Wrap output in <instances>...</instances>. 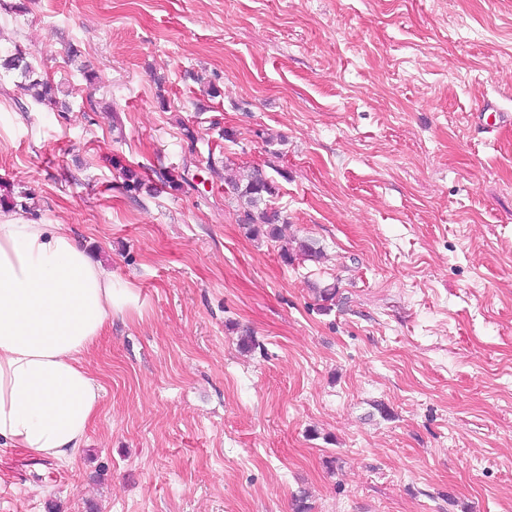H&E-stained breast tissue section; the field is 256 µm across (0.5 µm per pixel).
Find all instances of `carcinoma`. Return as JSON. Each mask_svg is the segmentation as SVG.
<instances>
[{
    "mask_svg": "<svg viewBox=\"0 0 512 512\" xmlns=\"http://www.w3.org/2000/svg\"><path fill=\"white\" fill-rule=\"evenodd\" d=\"M30 52L19 45L14 49L0 54V68L14 72L21 78V84L31 91V97L38 104L61 105L66 112L69 106L57 101L56 93L60 89L49 80L37 75L32 63L28 60ZM124 185L128 192L137 194L145 187L143 177L136 171L125 168L122 171ZM228 193L234 197L239 206V223L245 234L257 237L264 233L272 240L278 238V224L281 223L280 213L265 206L266 197L275 193L274 182L268 173L259 167L249 168L241 179H224Z\"/></svg>",
    "mask_w": 512,
    "mask_h": 512,
    "instance_id": "obj_1",
    "label": "carcinoma"
}]
</instances>
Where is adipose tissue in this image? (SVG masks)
<instances>
[{"label":"adipose tissue","instance_id":"adipose-tissue-1","mask_svg":"<svg viewBox=\"0 0 512 512\" xmlns=\"http://www.w3.org/2000/svg\"><path fill=\"white\" fill-rule=\"evenodd\" d=\"M64 224L0 208V447L73 461L102 388L83 364L129 302Z\"/></svg>","mask_w":512,"mask_h":512}]
</instances>
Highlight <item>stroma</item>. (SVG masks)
Instances as JSON below:
<instances>
[{
  "instance_id": "1",
  "label": "stroma",
  "mask_w": 512,
  "mask_h": 512,
  "mask_svg": "<svg viewBox=\"0 0 512 512\" xmlns=\"http://www.w3.org/2000/svg\"><path fill=\"white\" fill-rule=\"evenodd\" d=\"M16 44L69 109L0 72V190L132 300L80 454L1 451L0 512H512V0H25ZM224 184L227 185L228 193L238 202L239 223L245 234L249 237H258L261 232H265L271 240L277 239V224H284V219L278 211L268 208L265 203V196H273L276 190L268 173L263 168L253 166L242 179L224 177Z\"/></svg>"
}]
</instances>
